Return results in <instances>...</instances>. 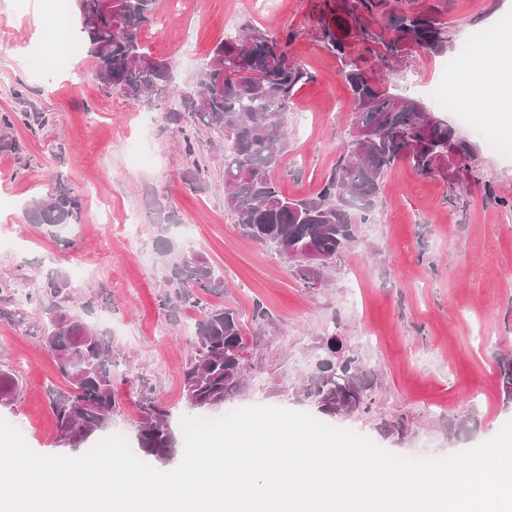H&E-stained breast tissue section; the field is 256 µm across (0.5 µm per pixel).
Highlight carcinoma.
Instances as JSON below:
<instances>
[{
	"label": "carcinoma",
	"instance_id": "cac0c4a2",
	"mask_svg": "<svg viewBox=\"0 0 512 512\" xmlns=\"http://www.w3.org/2000/svg\"><path fill=\"white\" fill-rule=\"evenodd\" d=\"M388 0H325L321 40L339 57L356 112L355 127L370 134L357 156L343 151L334 171L312 195L292 198L274 179L288 147L287 112L301 85L313 79L299 62L288 63L285 43L259 27H248L216 44L198 71L194 85L183 91L197 119L224 142V207L235 217L241 233L276 251H317L335 260L355 241L356 225L374 213L387 172L400 161L430 177L442 173L436 157L448 145V123L431 125L419 133L420 112L412 98L381 89L380 71L402 64L415 49L429 55L448 50V23L429 11H396L383 28L372 24ZM159 0H112V20L79 32L94 59L97 78L134 104L171 77L172 64L159 65L141 39ZM354 36L375 54L379 69H364L349 58ZM39 116L28 112L0 113L4 148L14 150L11 132ZM29 223L51 234L60 225L77 224L80 206L64 185L39 197L25 212ZM220 276L208 261L191 249L179 251L167 278L175 301L199 310L195 338L184 372L183 396L194 409H210L243 386L246 344L237 312L213 307L202 299L216 292ZM67 282L47 277L38 300L47 305L50 319L45 344L68 383L66 390L48 392L62 448H85L112 423L116 407L112 393V346L95 326L58 305ZM327 355L307 395L319 412L335 416L364 410L371 384L358 358L342 352V342L327 338ZM506 395L512 396V357L498 362ZM19 392L14 373L0 369V408L13 406ZM142 418L137 424L141 457L164 467L176 452V436L167 412L152 392L139 393Z\"/></svg>",
	"mask_w": 512,
	"mask_h": 512
}]
</instances>
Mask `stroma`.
Wrapping results in <instances>:
<instances>
[{"label":"stroma","mask_w":512,"mask_h":512,"mask_svg":"<svg viewBox=\"0 0 512 512\" xmlns=\"http://www.w3.org/2000/svg\"><path fill=\"white\" fill-rule=\"evenodd\" d=\"M324 0H160L142 41L191 86L213 47L246 25L289 40L313 75L287 113L288 148L274 176L291 197L315 193L334 170L356 121L342 65L319 40ZM448 22L454 46L475 28L512 30V0H410ZM39 0H0V113L38 112L17 126L19 153L0 150V368L19 395L0 418L29 447L57 455L47 391L65 388L43 336L47 315L33 297L48 274L69 283L61 298L112 346L117 409L108 435L135 444L140 389H151L175 435L196 417L183 398L198 313L164 307L166 247L191 248L219 270L215 306L235 308L248 346L242 391L209 410L220 418L248 406L316 414L306 388L329 335L358 357L372 385L369 411L325 417L404 457H442L494 437L512 420L499 376L512 356V127L490 104L458 103L442 117L473 146L456 181L399 162L384 177L381 203L358 225L326 282L308 285L294 267L246 239L224 207V149L192 123L174 95L129 103L94 74L77 25L36 23ZM445 57L414 54L387 71L391 92L418 98L409 76L439 84ZM195 128L193 153L178 125ZM488 129L506 145L491 150ZM205 167L195 178L196 167ZM64 183L80 199L81 221L54 235L27 224L25 209Z\"/></svg>","instance_id":"1"}]
</instances>
